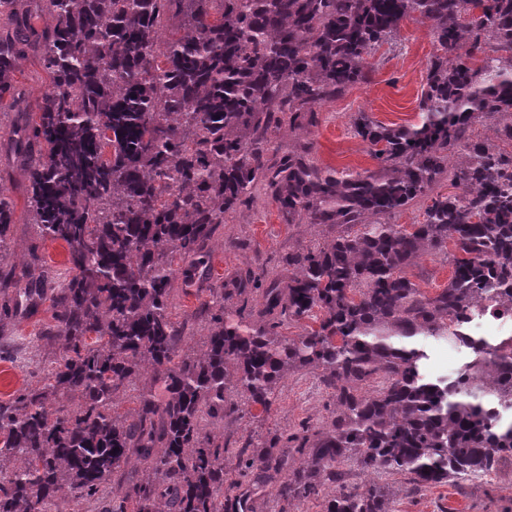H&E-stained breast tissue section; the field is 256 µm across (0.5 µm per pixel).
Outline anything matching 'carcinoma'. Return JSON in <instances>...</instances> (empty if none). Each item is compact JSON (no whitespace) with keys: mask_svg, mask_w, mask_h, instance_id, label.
<instances>
[{"mask_svg":"<svg viewBox=\"0 0 512 512\" xmlns=\"http://www.w3.org/2000/svg\"><path fill=\"white\" fill-rule=\"evenodd\" d=\"M409 19L435 48L419 122L352 120L377 167L339 171L278 139L367 82ZM29 50L52 84L9 140L35 237L23 266L5 262L14 222L0 185V321L48 301L47 339L64 345L0 401V512H253L229 455L280 512L298 499L388 512L376 483L341 485L336 468L404 475L419 491L512 457V337L468 344L450 376L422 373L415 346L456 345L480 303L512 305V152L494 143L512 141V0H0V119ZM477 120L493 138H472ZM443 180L457 192L434 191ZM260 197L285 223L335 235L176 319L174 288L209 279L225 215ZM415 203L417 223L386 221ZM47 242L65 244V272L46 268ZM450 242L448 285L428 295L407 268ZM257 291L258 313L235 309ZM199 318L204 345L188 354ZM300 371L336 396L328 424L286 447L219 439L231 395L267 409ZM131 392L137 409L118 411ZM132 461L143 477L126 478Z\"/></svg>","mask_w":512,"mask_h":512,"instance_id":"obj_1","label":"carcinoma"}]
</instances>
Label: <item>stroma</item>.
Listing matches in <instances>:
<instances>
[{
    "instance_id": "stroma-1",
    "label": "stroma",
    "mask_w": 512,
    "mask_h": 512,
    "mask_svg": "<svg viewBox=\"0 0 512 512\" xmlns=\"http://www.w3.org/2000/svg\"><path fill=\"white\" fill-rule=\"evenodd\" d=\"M432 53L426 26L413 20L403 22L396 38L379 48V63L369 83L355 86L342 98L322 106V120L307 136L315 144L318 163L354 172L375 167L368 147L352 132V119L362 111L388 125L416 123ZM0 174L7 177L16 205L17 227L9 252L20 261L32 234L24 194L26 172L1 156ZM321 236L320 228L283 223L275 205L257 200L251 209L228 218L221 239L211 244L214 277L208 285L223 287L226 277L254 268L259 260L265 270L278 268L289 249ZM408 274L426 293L437 292L447 285L451 275L447 252L423 254ZM49 320L48 307H40L16 323L7 343L0 345V399L40 379L41 372L31 353ZM333 410L332 392L316 375H291L277 389L270 410L244 406L241 418L225 426L224 438L231 442L244 435L259 441L284 438L304 427L327 422ZM380 483L386 489L391 512H512L511 459L503 461L494 474L469 477L460 486L447 483L414 493L401 475L381 477Z\"/></svg>"
}]
</instances>
